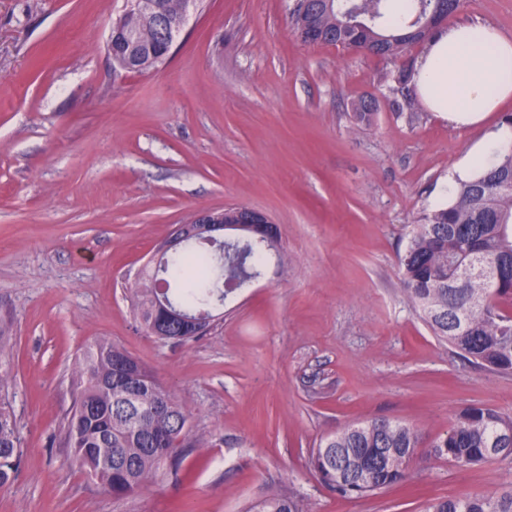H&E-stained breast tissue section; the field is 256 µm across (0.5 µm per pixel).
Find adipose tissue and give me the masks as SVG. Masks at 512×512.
<instances>
[{"label": "adipose tissue", "instance_id": "ef3b65f1", "mask_svg": "<svg viewBox=\"0 0 512 512\" xmlns=\"http://www.w3.org/2000/svg\"><path fill=\"white\" fill-rule=\"evenodd\" d=\"M413 81L430 111L457 128L483 127L484 134L452 171L473 175L495 151L512 145V127L488 123L512 99V38L491 22L476 21L443 30L415 64Z\"/></svg>", "mask_w": 512, "mask_h": 512}]
</instances>
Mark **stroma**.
I'll return each mask as SVG.
<instances>
[{"mask_svg": "<svg viewBox=\"0 0 512 512\" xmlns=\"http://www.w3.org/2000/svg\"><path fill=\"white\" fill-rule=\"evenodd\" d=\"M295 3L197 0L166 61L128 73L106 49L126 0H0V371L23 443L0 512H244L275 491L306 512H425L512 486L511 461L430 457L463 408L512 413V374L433 336L399 268L483 131L393 112L382 61L304 43ZM474 18L512 35V0H468L451 21ZM228 206L268 215L287 264L205 336H147L131 311L144 264L193 212ZM101 340L152 368L212 442L123 498L65 443L74 364ZM382 418L420 432L406 481L365 498L321 483L320 438Z\"/></svg>", "mask_w": 512, "mask_h": 512, "instance_id": "stroma-1", "label": "stroma"}]
</instances>
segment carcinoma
<instances>
[{"label": "carcinoma", "mask_w": 512, "mask_h": 512, "mask_svg": "<svg viewBox=\"0 0 512 512\" xmlns=\"http://www.w3.org/2000/svg\"><path fill=\"white\" fill-rule=\"evenodd\" d=\"M190 0H151L154 16L141 18L127 0L125 38L112 47V60L128 72L163 63L162 30L154 17L178 18ZM466 0H411L398 28L386 27L390 0H297L292 14L302 41L364 51L384 60L405 57L415 45H428L448 17ZM416 59L405 57L387 74L394 111L419 105L412 83ZM284 263L275 245L251 239L188 241L176 257L162 255L133 289L132 307L149 335L157 328L164 341L192 340L183 322L160 325L162 309L194 320L207 319L224 306L233 279H252L271 260ZM400 268L408 299L427 327L468 362L497 374L512 373V146L473 178L461 181L450 203L421 214ZM77 392L67 418L66 444L72 461L116 498L152 482L184 448H203L191 413L122 346L97 342L74 369ZM419 447L417 429L375 419L345 427L320 440L310 466L318 478L347 498L372 496L406 477ZM22 441L10 403L0 399V487L20 462ZM431 454L458 469L492 460H512V413L472 405L459 411L448 431L431 445ZM250 512H304L301 503L271 493ZM426 512H512V490L502 494L446 497Z\"/></svg>", "instance_id": "cac0c4a2"}]
</instances>
